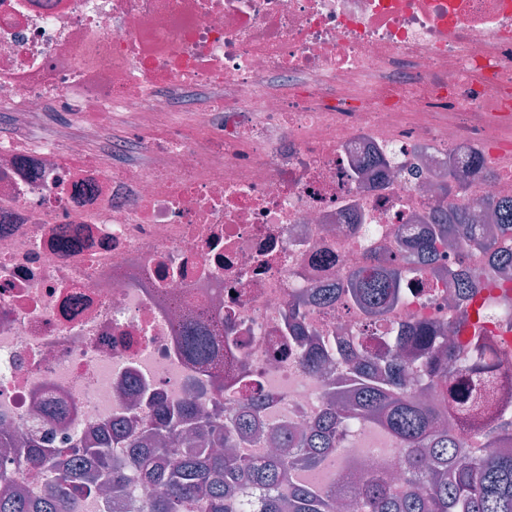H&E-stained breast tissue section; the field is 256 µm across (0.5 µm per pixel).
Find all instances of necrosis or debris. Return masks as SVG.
I'll list each match as a JSON object with an SVG mask.
<instances>
[{
    "mask_svg": "<svg viewBox=\"0 0 512 512\" xmlns=\"http://www.w3.org/2000/svg\"><path fill=\"white\" fill-rule=\"evenodd\" d=\"M287 85L274 84L276 75ZM206 104L177 115L185 89ZM84 116L64 146L0 141V428L52 448L135 431L156 399L236 416L241 387L275 430L316 421L326 378L285 335L386 351L447 327L449 270L484 272L482 323L512 360V266L401 244L433 214L512 199V0H0V110ZM122 120L148 166L90 155ZM406 271L374 312L341 288L366 258ZM322 288L334 301L313 300ZM187 327L216 362H190ZM400 466L355 428L337 469ZM147 490L76 495L78 512H147ZM180 342L188 360L201 365L209 366L214 358V337L206 332L182 331Z\"/></svg>",
    "mask_w": 512,
    "mask_h": 512,
    "instance_id": "4bbe7bcc",
    "label": "necrosis or debris"
}]
</instances>
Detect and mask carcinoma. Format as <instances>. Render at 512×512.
Masks as SVG:
<instances>
[{
    "label": "carcinoma",
    "instance_id": "1",
    "mask_svg": "<svg viewBox=\"0 0 512 512\" xmlns=\"http://www.w3.org/2000/svg\"><path fill=\"white\" fill-rule=\"evenodd\" d=\"M482 205L496 214V237L475 235L459 208L451 214L453 223L439 224L409 244L429 255L448 231L458 236L465 253L477 248L512 262V202L484 200ZM398 276V270L375 261L355 273L344 290L372 309L386 307L399 298ZM453 277L462 281L463 309L449 327L448 347L436 346L419 328L395 338L397 348L411 352L406 361L374 354L364 341L341 353L346 372L336 376V391L329 393L333 403L308 428L278 439L288 452L255 461L213 451L249 427L254 400L244 386L245 404L231 430L219 416L200 413L187 402L159 409L146 435L134 437L126 425H112L111 432L79 449L65 465L58 449L37 447L30 460L47 474L48 491L29 496L6 486L0 490V512H72L79 480L85 492L121 489L128 477L120 463L112 462L114 440L135 449L137 477L145 489H164V495L151 499L149 512H238L242 493L258 496V512H336L337 496L348 494L355 512H512V447H505L512 439V418L499 414L475 421L470 416L472 388L501 369L497 349L481 329L485 284L472 268ZM180 342L191 362L208 366L213 361L211 334L183 331ZM191 416L202 432L186 450L183 423ZM353 420L389 436L402 468L401 484L383 474L366 476L352 492L338 476L327 484L304 479L335 458ZM462 428L470 431L475 446L461 444L457 433Z\"/></svg>",
    "mask_w": 512,
    "mask_h": 512
}]
</instances>
